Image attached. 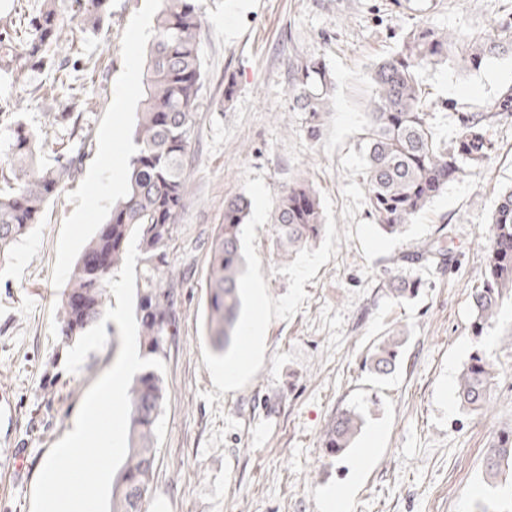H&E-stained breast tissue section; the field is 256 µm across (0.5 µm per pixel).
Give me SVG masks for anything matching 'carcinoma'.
Returning <instances> with one entry per match:
<instances>
[{"label":"carcinoma","instance_id":"1","mask_svg":"<svg viewBox=\"0 0 512 512\" xmlns=\"http://www.w3.org/2000/svg\"><path fill=\"white\" fill-rule=\"evenodd\" d=\"M109 2L38 0L24 19L0 27V61L18 75L63 71L66 61L60 60L59 47L65 34L64 15L96 30ZM201 27L199 0H163L147 46L134 129L137 152L129 161L127 192L74 265L62 301L64 344L100 320L107 281L121 268L136 229L141 252L137 314L143 352L152 358L163 357L174 335L178 293L165 282V271L174 227L186 208V158L204 79ZM506 54L512 55V25H501L476 38L417 27L396 51L374 65V96L360 141L362 180L371 214L385 230L403 229L448 183L488 160L495 145L486 135V121L512 114V97H507L493 112L467 115L459 119L455 140L448 146L434 137L431 104L422 90L420 71L447 62L478 70L485 59ZM294 80V99L302 111L314 118L328 111L331 81L322 63L311 60L298 65ZM6 156L0 162V256L40 222L47 203L77 165L76 159L61 150L53 167L38 166L36 136L21 122L16 123ZM249 209L250 201L244 195L225 201L224 223L218 225L211 245L205 304L208 333L219 353L242 340L240 237ZM273 220L275 245L286 259L320 237L323 215L307 179H297L281 195ZM92 258L100 260L99 267L90 265ZM506 298L512 299V190L500 196L492 212L484 279L471 292L475 336L493 326ZM404 344L403 331H392L375 346L365 368L378 376L391 373ZM496 378L493 354L482 347L473 351L456 382L460 406L470 412L484 409ZM128 393L131 444L112 492V512H143L157 458L155 424L164 398L162 379L147 370L132 379ZM362 425L357 412H342L328 427L324 447L331 455L341 456ZM509 461L512 431H503L486 455V477L496 479Z\"/></svg>","mask_w":512,"mask_h":512}]
</instances>
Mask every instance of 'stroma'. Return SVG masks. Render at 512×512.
Masks as SVG:
<instances>
[{"mask_svg": "<svg viewBox=\"0 0 512 512\" xmlns=\"http://www.w3.org/2000/svg\"><path fill=\"white\" fill-rule=\"evenodd\" d=\"M204 85L187 157L188 201L170 245L178 292L177 332L161 374L157 463L145 512H325L326 493L351 495L352 512H512V469L487 482L483 461L497 434L512 430V302L475 337L470 291L484 277L486 229L498 197L512 190V116L486 127L491 159L448 184L401 232L382 233L362 186L359 134L374 63L425 25L478 35L512 22V0H200ZM160 0H110L98 32L70 23L67 35L94 65L70 74L78 117L54 108V72L15 80L0 71V161L16 122L38 133L40 163L69 150L78 169L39 224L0 260V512H31V493L51 447L69 432L87 390L112 365L111 346L89 352L79 372L64 367L62 293L86 243L105 223L124 178L140 93L121 88L142 67ZM322 61L334 84L320 119L296 108L293 70ZM420 81L437 139L451 142L462 115L512 95V55L477 71L430 67ZM312 182L326 228L292 262L273 247V214L300 176ZM251 201L243 227L248 272L244 315L260 317V346L228 354L208 336L203 287L209 245L224 202ZM431 243L429 261L415 263ZM420 283L397 301L395 276ZM407 331L394 373L363 367L378 341ZM498 356L488 406L460 409L456 379L476 347ZM250 356L225 385L216 371ZM355 408L364 426L342 457L324 434ZM376 448H367L372 432ZM372 460L356 471L358 452ZM24 467L14 474V455Z\"/></svg>", "mask_w": 512, "mask_h": 512, "instance_id": "1", "label": "stroma"}]
</instances>
